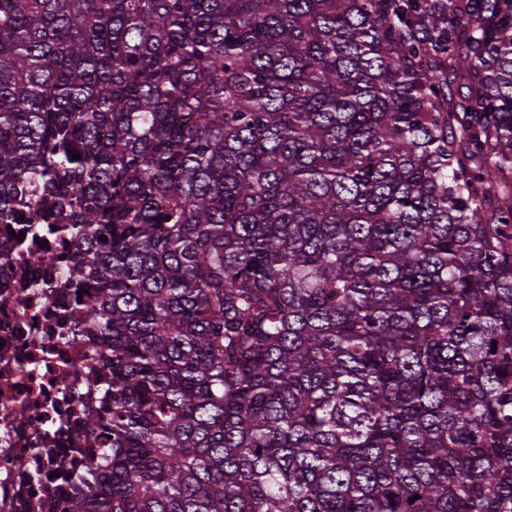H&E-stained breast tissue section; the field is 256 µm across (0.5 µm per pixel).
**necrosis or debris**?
I'll return each instance as SVG.
<instances>
[{
    "mask_svg": "<svg viewBox=\"0 0 512 512\" xmlns=\"http://www.w3.org/2000/svg\"><path fill=\"white\" fill-rule=\"evenodd\" d=\"M0 236V512H60L52 476L81 468L91 349L57 318L69 268L58 240ZM44 287H28L30 278Z\"/></svg>",
    "mask_w": 512,
    "mask_h": 512,
    "instance_id": "1",
    "label": "necrosis or debris"
}]
</instances>
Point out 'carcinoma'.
Returning a JSON list of instances; mask_svg holds the SVG:
<instances>
[{"label": "carcinoma", "mask_w": 512, "mask_h": 512, "mask_svg": "<svg viewBox=\"0 0 512 512\" xmlns=\"http://www.w3.org/2000/svg\"><path fill=\"white\" fill-rule=\"evenodd\" d=\"M506 169L512 0H0V230L101 399L63 512H512Z\"/></svg>", "instance_id": "carcinoma-1"}]
</instances>
